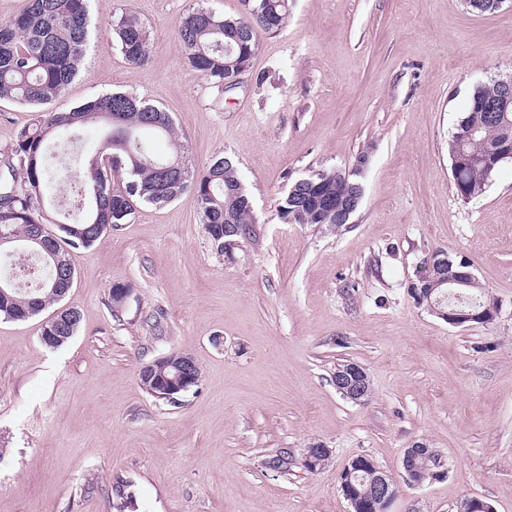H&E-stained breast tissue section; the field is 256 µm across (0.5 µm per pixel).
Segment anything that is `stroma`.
<instances>
[{"label":"stroma","instance_id":"35a3bbf8","mask_svg":"<svg viewBox=\"0 0 512 512\" xmlns=\"http://www.w3.org/2000/svg\"><path fill=\"white\" fill-rule=\"evenodd\" d=\"M198 7L243 12L90 0L86 53L53 108L112 91L164 108L193 168L234 158L259 241L217 253L188 191L73 253L70 341L40 340L54 308L0 317V512H348L340 473L361 455L394 479L390 512H460L473 496L512 512V162L465 200L448 155L472 86L512 74V0L492 14L466 0H288L286 26L261 34L226 92L178 40ZM125 10L150 32L146 65L112 37ZM101 148L96 125L51 142L52 176ZM333 168L363 188L350 223H284L289 184ZM436 251L470 262L492 322L454 327L415 303L416 267ZM117 285L132 292L116 318ZM171 353L202 372L178 405L138 378ZM346 360L369 375L363 403L333 384ZM418 441L442 467L415 485L402 457ZM317 442L331 458L311 472Z\"/></svg>","mask_w":512,"mask_h":512}]
</instances>
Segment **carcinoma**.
Returning a JSON list of instances; mask_svg holds the SVG:
<instances>
[{
    "instance_id": "carcinoma-1",
    "label": "carcinoma",
    "mask_w": 512,
    "mask_h": 512,
    "mask_svg": "<svg viewBox=\"0 0 512 512\" xmlns=\"http://www.w3.org/2000/svg\"><path fill=\"white\" fill-rule=\"evenodd\" d=\"M88 0H25L20 14L0 22V100L30 107L50 104L66 90L75 76L88 43ZM288 18V0H253L252 12L226 17L208 8H197L182 20L178 37L190 66L219 88L224 81L250 66L263 33L281 30ZM112 35L124 58L143 66L149 60L150 33L133 13L123 12L112 22ZM499 85L491 79L476 84L467 111L458 120L448 142L449 158L465 151L482 154L508 132L499 120L488 117L484 105L494 103ZM99 124L104 128L100 155L91 158L74 177L84 192V217L68 221L49 212V157L47 143ZM464 127L475 132L459 137ZM151 133L170 139L169 154H156L136 136ZM185 147L174 137L169 112L132 92H109L67 112L45 111L37 123L22 127L7 149L0 167V231L10 241L0 243V266L12 264L14 250L33 248L48 270H36L24 279L34 284L23 291L0 274V316L25 320L63 301L61 287L74 278L70 251L87 249L103 235L130 221L140 204L156 207L191 191L196 195L201 224L216 248L224 252V225H236L235 239L258 240L257 221L234 161L220 157L201 170L188 166ZM494 171L468 166L453 175L456 193L469 200L482 195ZM314 181L311 199L334 201L355 191L358 182L340 169L309 175ZM305 190L289 191L281 199L279 215L301 210L298 224H320L333 229L336 221L316 206L305 205ZM41 230L54 241L53 252L31 240ZM464 304L477 308L491 304L485 287L474 279L461 290Z\"/></svg>"
}]
</instances>
